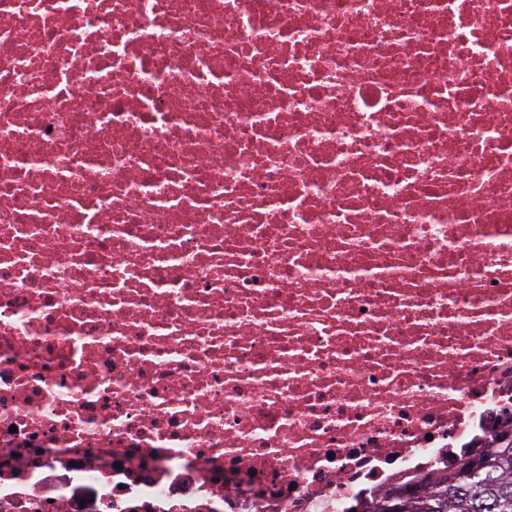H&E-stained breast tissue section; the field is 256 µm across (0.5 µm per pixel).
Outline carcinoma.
I'll list each match as a JSON object with an SVG mask.
<instances>
[{
	"label": "carcinoma",
	"mask_w": 512,
	"mask_h": 512,
	"mask_svg": "<svg viewBox=\"0 0 512 512\" xmlns=\"http://www.w3.org/2000/svg\"><path fill=\"white\" fill-rule=\"evenodd\" d=\"M482 467L472 473L458 460L453 472L425 479L417 489H391L368 512H512V438L493 442L482 453Z\"/></svg>",
	"instance_id": "obj_1"
}]
</instances>
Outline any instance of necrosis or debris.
<instances>
[{
  "mask_svg": "<svg viewBox=\"0 0 512 512\" xmlns=\"http://www.w3.org/2000/svg\"><path fill=\"white\" fill-rule=\"evenodd\" d=\"M512 429V0H0V512H362Z\"/></svg>",
  "mask_w": 512,
  "mask_h": 512,
  "instance_id": "obj_1",
  "label": "necrosis or debris"
}]
</instances>
